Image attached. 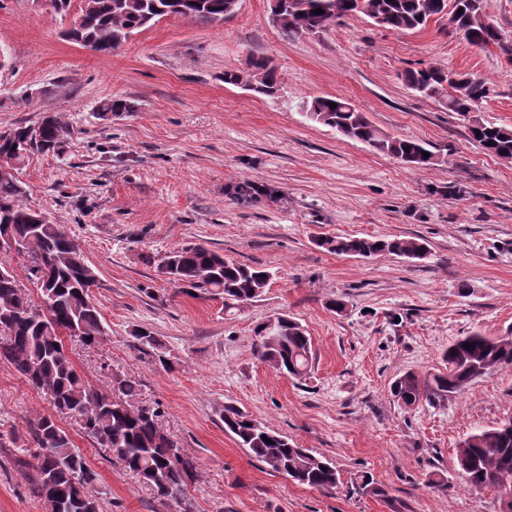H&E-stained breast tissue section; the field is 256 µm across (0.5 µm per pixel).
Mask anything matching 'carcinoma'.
<instances>
[{"mask_svg": "<svg viewBox=\"0 0 512 512\" xmlns=\"http://www.w3.org/2000/svg\"><path fill=\"white\" fill-rule=\"evenodd\" d=\"M94 7L82 12L68 37L97 52L120 48L135 31L163 17L220 21L231 15L228 0H93ZM448 0H280L272 24L287 38L321 34L342 19L361 13L376 25L395 31L425 27L435 16L445 14ZM323 13L315 14L313 10ZM462 14H457V11ZM452 32L478 48L497 45L512 58V44L483 13V0H457L448 17ZM251 70L224 71V83H244L260 96L279 91L280 75L264 57L252 59ZM405 82L423 98L443 101L450 112L471 116L470 139L485 153L512 159V125L484 122L473 113L496 94L488 80L429 66L409 69ZM336 107H330V104ZM307 116L342 137L361 142L373 152L402 163L427 168L436 155L415 139L384 133L350 102L336 97H317ZM132 110L123 99H106L99 111L118 114ZM39 139L29 138V126L0 131V154L20 156L13 172L0 171V240L10 239L32 246L31 254L40 272L41 294L34 302L22 296L12 271L0 267V361L6 362L36 391L47 396L54 408L76 417L83 432L102 448L112 451L124 468L136 474L161 499H178L196 469L193 458L181 453L175 441L158 428V409L133 406L127 399L138 394L139 384L125 375L112 378L119 397L112 400L81 377L65 349L64 337L84 346L107 335L92 287L98 276L88 265L79 245L61 224L39 222L38 212L24 203L29 187L21 170L33 156L55 153L71 138L68 122L57 113L37 122ZM317 245L338 255L368 258L388 253L422 259L426 246L414 238L398 236L325 237ZM159 276L182 289L224 297V307L233 308L261 297L272 279L266 268L229 260L203 246L173 250L156 264ZM255 343L258 358L272 369L295 379L305 377L313 363L312 340L297 320L282 315L258 327ZM137 349L168 365L163 345L147 329L133 331ZM470 344L465 348L464 344ZM512 367V332L490 337L470 332L457 338L442 353V367L423 376L406 372L391 385V393L405 407L422 399L443 400L460 394L476 380L502 368ZM224 432L239 447L267 469L282 474L300 486L332 492L340 483L334 463L300 448L245 411L227 405L222 414ZM29 437L37 449L32 494L47 512H100L99 498L91 487L97 480L70 435L47 416L29 422ZM459 471L475 490L499 493L512 488V420L474 433L457 450ZM358 490L365 495L386 496L384 486L368 474L360 475Z\"/></svg>", "mask_w": 512, "mask_h": 512, "instance_id": "cac0c4a2", "label": "carcinoma"}]
</instances>
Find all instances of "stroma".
Instances as JSON below:
<instances>
[{
	"mask_svg": "<svg viewBox=\"0 0 512 512\" xmlns=\"http://www.w3.org/2000/svg\"><path fill=\"white\" fill-rule=\"evenodd\" d=\"M74 18L46 0H0V131L49 112L73 127L63 150L31 158L22 174L26 204L64 225L98 276L108 334L66 348L103 393L113 375L139 381L197 468L182 500H160L0 363V432L16 438L0 448V512H45L29 489L37 461L27 425L50 414L97 473L101 512H498L494 491L461 479L456 450L512 420V368L410 408L390 385L440 366L456 337L512 330V160L484 154L467 118L418 96L402 75L436 65L484 77L497 93L480 117L512 125V58L450 36L438 17L395 32L355 14L289 39L270 23L268 0H240L218 22L160 19L109 54L68 38ZM256 55L281 74L275 96L224 82L226 69H246ZM322 96L425 142L436 165L408 167L310 120L306 104ZM109 98L132 111L103 116ZM248 181L268 195H235ZM400 235L420 239L429 257L357 258L316 244ZM196 245L274 277L258 300L228 310L222 297L158 276L155 259ZM333 298L343 311L329 308ZM282 314L312 339L313 365L300 380L254 352L256 327ZM140 328L159 336L169 366L133 348ZM228 405L330 458L336 491L294 484L252 458L224 431ZM435 470L447 472V492L427 487ZM364 472L386 497L354 493Z\"/></svg>",
	"mask_w": 512,
	"mask_h": 512,
	"instance_id": "obj_1",
	"label": "stroma"
}]
</instances>
